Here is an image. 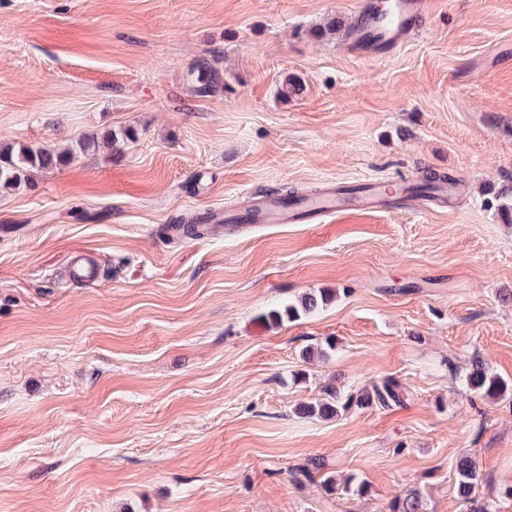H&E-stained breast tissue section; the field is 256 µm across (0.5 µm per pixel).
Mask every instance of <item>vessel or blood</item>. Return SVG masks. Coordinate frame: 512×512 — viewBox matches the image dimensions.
Segmentation results:
<instances>
[{
    "label": "vessel or blood",
    "mask_w": 512,
    "mask_h": 512,
    "mask_svg": "<svg viewBox=\"0 0 512 512\" xmlns=\"http://www.w3.org/2000/svg\"><path fill=\"white\" fill-rule=\"evenodd\" d=\"M425 5L426 0H378L362 19L358 51L382 55L395 49L411 31ZM389 191L388 184L382 182L371 183L360 192L348 195L337 193L331 187L320 198L304 199L294 207L267 198L245 213L244 219L254 224H291L335 212L366 213L381 206ZM100 275V266L85 256H76L70 263L73 281L92 283Z\"/></svg>",
    "instance_id": "b4317fda"
}]
</instances>
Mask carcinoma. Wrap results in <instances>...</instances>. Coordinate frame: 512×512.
I'll list each match as a JSON object with an SVG mask.
<instances>
[{"label":"carcinoma","instance_id":"cac0c4a2","mask_svg":"<svg viewBox=\"0 0 512 512\" xmlns=\"http://www.w3.org/2000/svg\"><path fill=\"white\" fill-rule=\"evenodd\" d=\"M190 75L193 79L194 90L200 95H207L216 90L223 83L220 69L206 58L199 59L192 66ZM73 152H64L39 149L33 151L21 147L18 151L11 149L0 150V188L16 189L25 181V173L33 167L53 169L68 163ZM330 297L324 293H309L301 297L298 304H290L282 310H271L262 316L270 323L280 322L283 318L296 319L302 315L310 314L327 304ZM466 384L470 390L478 392L485 397L494 398L508 389L503 378L491 373L485 364L479 360L471 364L466 375ZM408 391L394 380H385L374 385L373 391L360 393L356 396H347L334 386L324 390V397L313 402L304 403L297 408L301 415L318 416L320 418H333L349 407L380 405L389 408L404 403ZM458 495L466 503L471 504V512H487L484 504L477 503L473 497L476 485L481 480V474L472 460H460L456 468ZM391 512H424V503L421 493L414 488L392 501Z\"/></svg>","mask_w":512,"mask_h":512}]
</instances>
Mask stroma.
<instances>
[{
  "instance_id": "35a3bbf8",
  "label": "stroma",
  "mask_w": 512,
  "mask_h": 512,
  "mask_svg": "<svg viewBox=\"0 0 512 512\" xmlns=\"http://www.w3.org/2000/svg\"><path fill=\"white\" fill-rule=\"evenodd\" d=\"M367 2L0 0V143L134 134L0 191V512H389L411 487L469 512L465 456L512 512V393L464 380L481 360L512 381V0H431L382 56L344 35ZM202 57L224 76L207 96ZM430 171L456 207L175 230L284 183ZM79 252L97 283L68 280ZM387 378L404 405L296 412ZM311 458L336 494L292 482ZM190 75L195 84L194 90L197 94L207 95L211 91H216L223 83L220 69L209 59L202 58L192 66ZM330 301V297L324 293H309L301 297L297 305L289 304L285 306L283 310H270L268 313L262 316V319L266 322L275 323L282 321L283 317L286 316L289 320L296 319L301 315L313 313L318 308L326 305Z\"/></svg>"
}]
</instances>
